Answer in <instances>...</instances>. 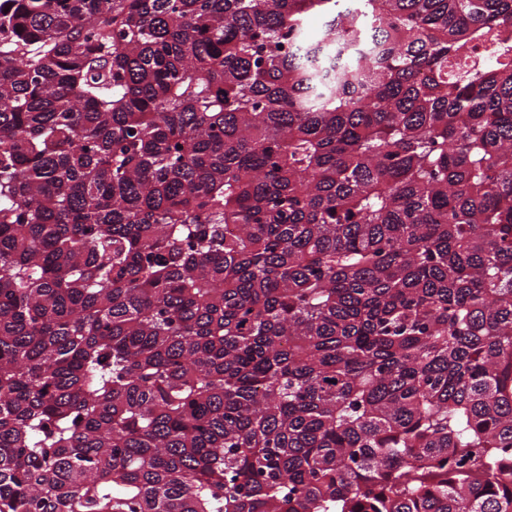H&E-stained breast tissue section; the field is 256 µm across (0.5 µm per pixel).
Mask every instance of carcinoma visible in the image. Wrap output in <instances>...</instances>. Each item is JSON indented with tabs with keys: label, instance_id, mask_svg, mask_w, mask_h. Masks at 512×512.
Here are the masks:
<instances>
[{
	"label": "carcinoma",
	"instance_id": "1",
	"mask_svg": "<svg viewBox=\"0 0 512 512\" xmlns=\"http://www.w3.org/2000/svg\"><path fill=\"white\" fill-rule=\"evenodd\" d=\"M0 512H512V0H0Z\"/></svg>",
	"mask_w": 512,
	"mask_h": 512
}]
</instances>
